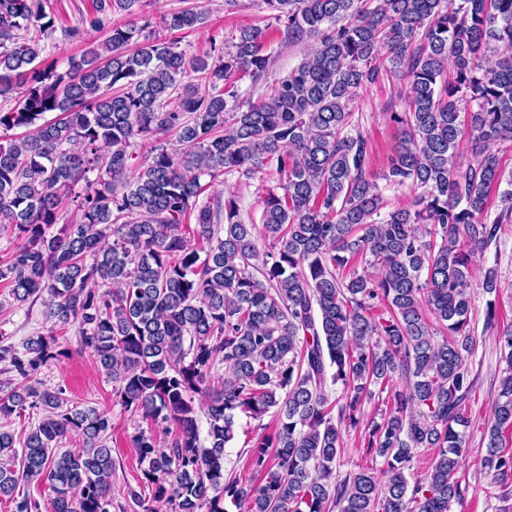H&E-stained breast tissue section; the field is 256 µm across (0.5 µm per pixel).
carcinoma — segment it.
<instances>
[{
    "mask_svg": "<svg viewBox=\"0 0 512 512\" xmlns=\"http://www.w3.org/2000/svg\"><path fill=\"white\" fill-rule=\"evenodd\" d=\"M263 3L286 41L306 44L273 81L270 24L211 43L213 62L137 22L142 0H92L83 24L102 27L113 11L132 21L64 71L38 69L39 43L20 31L49 36L54 19L42 0H0V98L25 88L0 112V224L18 239L0 257V285L18 304L43 299L48 323L21 348H0L15 373L0 382V415L42 411L19 450L0 429V497L14 512H40L14 495L33 480L49 484L51 512H112L111 418L32 383L62 356L56 329L67 325L126 411L175 425L162 446L151 431L131 436L144 479L130 492L134 512H158L163 497L169 512H224L227 499L238 512H450L465 498L470 288L512 222V177L492 152L512 143V0ZM205 20L186 9L162 23L175 33ZM389 77L407 81L408 110L389 113L399 142L379 176L367 138L349 127L356 91ZM245 78L264 91H241ZM272 165L279 181L260 224H246L234 193L217 186ZM379 178L409 186L411 206L386 210ZM494 189L501 208L490 221ZM66 205L76 219L61 225ZM357 259L376 274L340 276ZM485 329L505 368L482 467L506 499L512 323L501 325L489 302ZM330 383L345 390L336 417ZM376 392L387 410L368 423L365 444L383 459V482L372 466L339 470L342 427L359 426ZM270 412L275 430L265 433ZM241 415L260 429L242 450L257 484L224 473ZM68 435L82 448L60 450ZM428 450L429 469L412 477Z\"/></svg>",
    "mask_w": 512,
    "mask_h": 512,
    "instance_id": "cac0c4a2",
    "label": "carcinoma"
}]
</instances>
